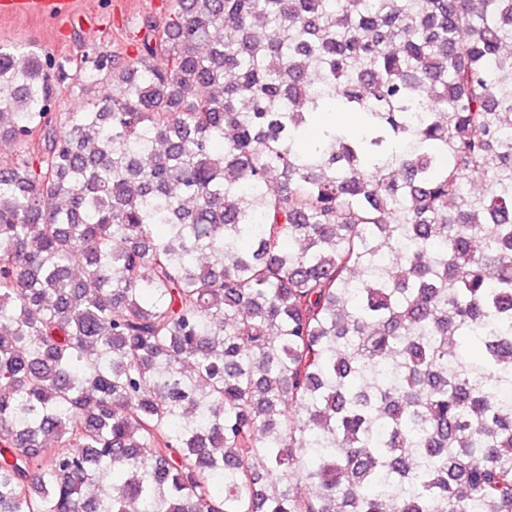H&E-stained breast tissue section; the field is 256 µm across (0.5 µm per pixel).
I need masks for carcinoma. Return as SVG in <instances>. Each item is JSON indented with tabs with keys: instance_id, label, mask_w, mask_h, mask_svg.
<instances>
[{
	"instance_id": "1",
	"label": "carcinoma",
	"mask_w": 512,
	"mask_h": 512,
	"mask_svg": "<svg viewBox=\"0 0 512 512\" xmlns=\"http://www.w3.org/2000/svg\"><path fill=\"white\" fill-rule=\"evenodd\" d=\"M133 27L0 48V512H512V0Z\"/></svg>"
}]
</instances>
